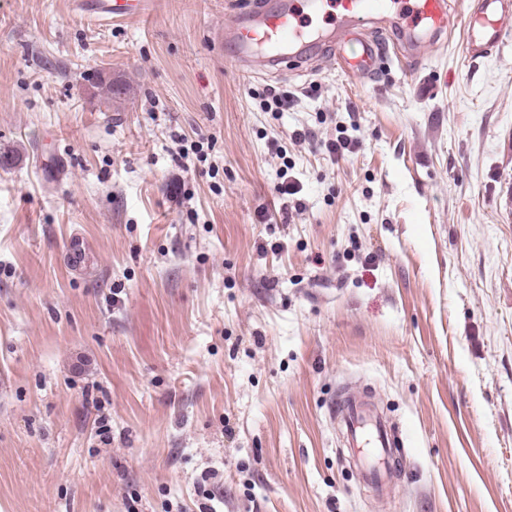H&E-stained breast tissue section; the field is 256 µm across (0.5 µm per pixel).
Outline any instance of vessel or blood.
<instances>
[{"label":"vessel or blood","instance_id":"obj_1","mask_svg":"<svg viewBox=\"0 0 512 512\" xmlns=\"http://www.w3.org/2000/svg\"><path fill=\"white\" fill-rule=\"evenodd\" d=\"M84 16L113 19L140 13L143 0H82ZM512 0H472L460 13L447 0H278L237 14L224 25L227 55L241 70L259 73L307 66L322 47L336 50V59L357 75L370 77L386 60L385 46L365 32L390 33L397 50L418 55L425 46L446 39L457 26L466 29L469 60L499 53L506 38ZM350 448L361 449V472L378 492H385L393 473L387 464L403 439L391 421L373 411L366 397L345 395L332 407Z\"/></svg>","mask_w":512,"mask_h":512}]
</instances>
